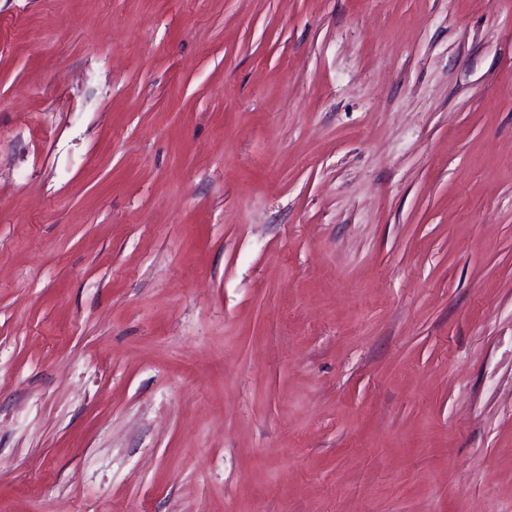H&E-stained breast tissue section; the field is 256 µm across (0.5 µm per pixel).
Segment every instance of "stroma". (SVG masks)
<instances>
[{
    "instance_id": "35a3bbf8",
    "label": "stroma",
    "mask_w": 512,
    "mask_h": 512,
    "mask_svg": "<svg viewBox=\"0 0 512 512\" xmlns=\"http://www.w3.org/2000/svg\"><path fill=\"white\" fill-rule=\"evenodd\" d=\"M0 512H512V0H0Z\"/></svg>"
}]
</instances>
